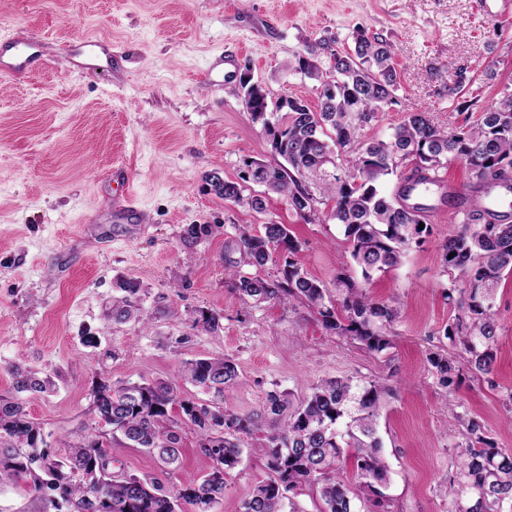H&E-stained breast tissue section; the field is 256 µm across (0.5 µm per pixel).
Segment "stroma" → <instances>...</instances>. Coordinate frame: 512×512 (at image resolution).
Instances as JSON below:
<instances>
[{"mask_svg": "<svg viewBox=\"0 0 512 512\" xmlns=\"http://www.w3.org/2000/svg\"><path fill=\"white\" fill-rule=\"evenodd\" d=\"M0 28L36 38L44 60L22 77L0 75V397L14 393L9 366L50 377L49 393L22 401L49 441L74 437L95 422L89 393L95 382L171 381L182 362L231 357L238 379L224 392L240 413L258 410L269 390L295 398L322 380L374 381L392 395L379 417L389 466L391 512H454V482L466 425L478 420L499 447L512 448V277L496 300L501 330L492 381L463 379L455 392L438 383L430 351L450 348L444 328L457 312L446 293L452 273L441 246L475 193L465 166L449 162L443 177L460 193L433 190V234L403 262L375 277L377 300L397 298L393 345L379 354L327 331L299 302H245L225 270L236 228L260 229L273 219L301 243L297 262L331 282L343 260V231L318 205L301 220L280 195L259 214L214 194L211 176L236 180L244 156L271 160L260 125L252 123L236 87L260 84L269 100L284 95L318 104L317 82L296 72L309 42L352 49L363 28L390 42L401 73L396 102L364 131L387 138L406 113H431L437 124L462 122L459 96L449 94L457 68L476 73L470 88L485 107L512 88V6L503 0H0ZM98 35L116 53L110 68L75 71L80 36ZM234 52L231 71L218 66ZM493 67L496 79L483 77ZM129 171L138 220L112 221ZM187 224H211L214 234L185 243ZM136 280L143 322L115 323L120 278ZM197 308L221 316L216 333L193 328ZM99 337L83 345L85 331ZM106 450L129 473L169 484L200 479L194 434L183 438L175 473L121 440ZM262 460L243 453L227 478L221 512H242Z\"/></svg>", "mask_w": 512, "mask_h": 512, "instance_id": "stroma-1", "label": "stroma"}]
</instances>
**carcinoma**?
Returning a JSON list of instances; mask_svg holds the SVG:
<instances>
[{
    "label": "carcinoma",
    "instance_id": "obj_1",
    "mask_svg": "<svg viewBox=\"0 0 512 512\" xmlns=\"http://www.w3.org/2000/svg\"><path fill=\"white\" fill-rule=\"evenodd\" d=\"M353 50L341 53L325 42L310 43L298 59V70L320 84L319 106L284 95L269 111L268 93L243 81L253 123L267 137L274 163L242 158L235 181L211 180L224 200L266 211L265 197L248 191L251 184L285 196L306 223L314 203H331L328 219L342 226L353 263L369 283L401 263L405 253L422 247L432 234L428 208L410 202L417 187L440 181L450 161H461L472 177L490 189L512 178V92L481 109L471 125L442 128L426 112H408L387 139L364 138L362 131L378 114L395 104L399 71L392 46L358 28ZM329 56L323 68L321 55ZM424 228H419V224ZM237 249L250 266L281 262L279 275L267 279L231 275L242 295L257 303L299 300L317 310L324 327L359 341L370 353L392 346L387 331L399 316V302L377 301L340 266L332 286L310 276L294 259L301 244L288 225L274 220L262 230L237 228ZM213 233L210 224H188L183 240L198 243ZM444 267L464 287L448 290V301L460 313L448 322L444 336L459 343L460 356L473 378L489 379L495 367V344L501 329L495 311L497 288L512 274V222L509 214L492 211L476 200L463 213L458 229L443 247ZM124 293L112 319L142 320L132 298L140 284L119 279ZM460 298H454V292ZM192 326L216 333L220 316L208 309L189 313ZM428 361L442 386L453 392L461 382L455 356L442 350ZM17 393L45 392L55 383L18 366L11 370ZM238 378L236 364L225 356L182 363L176 379L213 394L208 400L180 397L172 384L98 383L91 389L94 426L56 448L42 428L27 417L16 398L0 397V485L23 479L41 501V512H220L225 475L240 462L246 440L263 433L257 451L268 478L256 483L243 512H303L293 493L307 487L320 501L318 512H389V471L382 453L378 417L389 390L373 381L327 378L308 396L293 401L277 388L261 407L238 413L224 407V389ZM196 436V450L207 466L200 480L165 486L125 471H115L105 444L119 435L134 448L174 469L182 456V430ZM459 473L455 512H512V448H499L482 424H467V442ZM351 462L357 485L343 479Z\"/></svg>",
    "mask_w": 512,
    "mask_h": 512
}]
</instances>
